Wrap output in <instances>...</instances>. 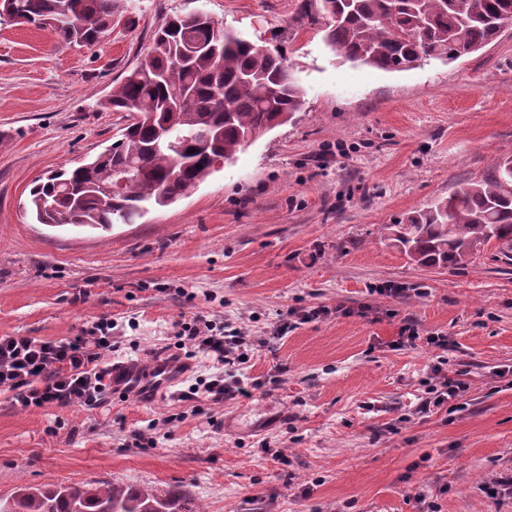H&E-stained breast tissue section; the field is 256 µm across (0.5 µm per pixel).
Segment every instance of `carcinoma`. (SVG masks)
I'll return each mask as SVG.
<instances>
[{
	"label": "carcinoma",
	"mask_w": 512,
	"mask_h": 512,
	"mask_svg": "<svg viewBox=\"0 0 512 512\" xmlns=\"http://www.w3.org/2000/svg\"><path fill=\"white\" fill-rule=\"evenodd\" d=\"M128 0H0V18L47 29L68 44H96ZM512 26V0H301L296 32L314 30L352 62L403 71L456 60ZM303 91L283 56L224 27L202 10L175 12L145 58L105 99L127 113L119 138L94 159L29 190L40 224L107 230L193 193L240 150L301 110ZM138 172L118 194L117 173ZM385 237L420 267L461 266L495 242L512 249V179L501 164L482 179L384 226ZM175 490L82 482L21 486L0 495V512H195Z\"/></svg>",
	"instance_id": "carcinoma-1"
}]
</instances>
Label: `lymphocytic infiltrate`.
I'll return each mask as SVG.
<instances>
[{
  "instance_id": "lymphocytic-infiltrate-1",
  "label": "lymphocytic infiltrate",
  "mask_w": 512,
  "mask_h": 512,
  "mask_svg": "<svg viewBox=\"0 0 512 512\" xmlns=\"http://www.w3.org/2000/svg\"><path fill=\"white\" fill-rule=\"evenodd\" d=\"M288 329L289 323L283 318L272 336L256 338L237 328L226 329L223 323L197 318L180 331L179 348L187 360L206 354L219 373L203 386H190L183 399L193 400L202 393L216 401L247 395L243 379L225 383L223 368L243 369L256 348L283 339ZM111 330V323L97 321L71 339L0 336V391L8 393L11 406L19 411L100 405L112 386L111 371L98 365L102 353L112 348Z\"/></svg>"
}]
</instances>
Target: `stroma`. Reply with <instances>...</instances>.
<instances>
[{
  "instance_id": "stroma-1",
  "label": "stroma",
  "mask_w": 512,
  "mask_h": 512,
  "mask_svg": "<svg viewBox=\"0 0 512 512\" xmlns=\"http://www.w3.org/2000/svg\"><path fill=\"white\" fill-rule=\"evenodd\" d=\"M300 0H132L97 46L0 24V336L112 324L100 366L150 369L203 316L250 336L295 327L243 370L254 397L21 412L0 393V495L45 483L180 490L194 512H512L484 488L512 471V259L489 245L448 269L411 264L382 227L512 159V27L478 51L387 72L313 32ZM202 10L279 48L297 118L189 196L106 232L36 223L23 203L49 171L116 140L103 106L174 11ZM399 286L403 295L387 294ZM325 306L327 317L301 321ZM419 337L392 349L402 329ZM467 385L429 406L436 352Z\"/></svg>"
}]
</instances>
